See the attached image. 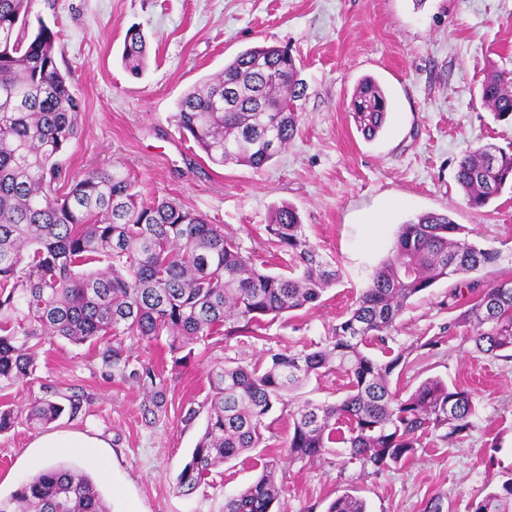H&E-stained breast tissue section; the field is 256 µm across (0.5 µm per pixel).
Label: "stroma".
<instances>
[{
	"label": "stroma",
	"instance_id": "35a3bbf8",
	"mask_svg": "<svg viewBox=\"0 0 512 512\" xmlns=\"http://www.w3.org/2000/svg\"><path fill=\"white\" fill-rule=\"evenodd\" d=\"M32 13L58 32L57 63L83 109L60 156L64 168L130 172L144 200L173 198L222 225L271 272H285L288 258L269 246L264 227L275 206L291 204L339 276L313 308L284 314L256 336L195 344L180 367L164 341L126 339L134 365L152 368V380L110 375L95 346L45 340L35 373L0 390V406L19 415L0 433L1 498L45 465L34 446L40 433L24 420L29 404L76 395L81 412L51 431L105 446L96 462L75 450L57 459L90 474L111 512H222L282 445L289 425L287 413H273L265 446L213 471L194 494L178 493L177 476L205 427L215 363L247 364L270 350L324 342L368 287L400 225L422 213L466 225L472 241L501 251L495 278L512 279V194L477 213L455 179L469 149L493 143L512 153V122L495 120L480 98L489 68L512 70V0H34ZM133 27L148 44L137 78L121 62ZM261 45L288 47L296 58L306 86L300 132L262 171L212 164L178 133L176 102L225 61ZM366 76L389 102L384 129L371 141L348 112ZM448 291L444 280L413 297L389 346L411 350L402 391L437 377L472 392V431L423 437L411 458L379 473L350 462L341 448L310 464L284 463L288 512H326L346 492L363 498L368 512H472L512 479V360L479 354L463 330L427 346L453 315ZM157 390L165 405L154 410Z\"/></svg>",
	"mask_w": 512,
	"mask_h": 512
}]
</instances>
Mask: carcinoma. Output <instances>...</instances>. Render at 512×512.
Instances as JSON below:
<instances>
[{
	"label": "carcinoma",
	"instance_id": "obj_1",
	"mask_svg": "<svg viewBox=\"0 0 512 512\" xmlns=\"http://www.w3.org/2000/svg\"><path fill=\"white\" fill-rule=\"evenodd\" d=\"M33 0H0V388L37 369V342L61 337L101 346L112 375L138 378L122 337L167 338L175 365L192 345L213 336L256 335L270 321L320 301L336 269L303 232L297 210L276 208L265 225L268 241L288 256L290 274L256 266L223 227L162 197L139 198L135 181L119 169L63 174L60 154L76 137L82 105L56 62L57 34L42 19L30 29ZM144 35L128 30L125 69L142 72ZM305 85L288 50L249 48L216 77L184 92L174 122L207 159L259 172L299 132L297 101ZM483 104L498 119L512 116V71L492 68L481 87ZM383 89L362 79L350 116L364 139L382 131ZM456 181L468 206L479 211L512 190V153L487 143L464 153ZM470 230L444 213L420 214L401 225L390 254L375 269L354 307L310 351L283 350L266 362H219L208 373L205 429L185 462L178 492L194 493L215 468L258 448L267 417L288 410L292 426L283 445L291 462L312 463L343 444L349 460L378 473L413 454L421 439L442 428L462 436L474 427L470 391L427 378L407 394L392 387L408 364L401 350L376 358L369 346L388 343L409 300L443 279H456L449 308L462 289L467 309L448 321L453 334L469 328L476 352L512 359V280L482 284L500 252L469 240ZM339 370L344 395L333 403L298 401L290 393L311 376ZM81 411L38 399L25 420L44 427ZM281 454L257 478L229 497L224 512H287L279 476ZM486 494L473 512H509L512 481ZM0 512H110L86 472L53 463L21 483ZM327 512H367L350 493Z\"/></svg>",
	"mask_w": 512,
	"mask_h": 512
}]
</instances>
